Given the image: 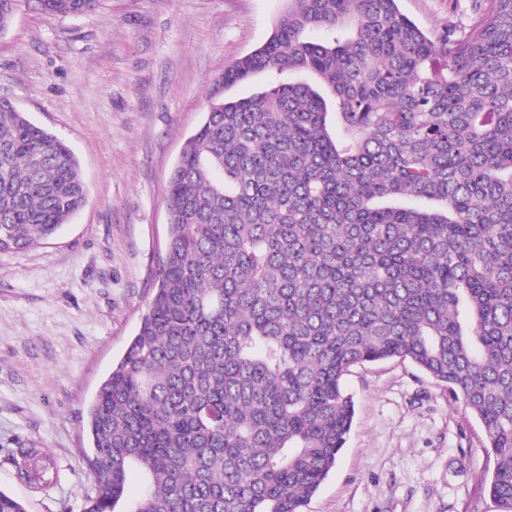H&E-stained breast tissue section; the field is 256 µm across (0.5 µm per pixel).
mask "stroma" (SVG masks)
Wrapping results in <instances>:
<instances>
[{
	"label": "stroma",
	"instance_id": "stroma-1",
	"mask_svg": "<svg viewBox=\"0 0 512 512\" xmlns=\"http://www.w3.org/2000/svg\"><path fill=\"white\" fill-rule=\"evenodd\" d=\"M287 0H103L0 35V99L78 158L87 202L47 244L0 253V491L26 512H82L87 410L136 334L167 242L166 190L226 66L263 45ZM422 28L460 29L475 0H401ZM348 440L304 512H500L478 484L482 426L411 364L356 366ZM46 449L47 492L19 478Z\"/></svg>",
	"mask_w": 512,
	"mask_h": 512
}]
</instances>
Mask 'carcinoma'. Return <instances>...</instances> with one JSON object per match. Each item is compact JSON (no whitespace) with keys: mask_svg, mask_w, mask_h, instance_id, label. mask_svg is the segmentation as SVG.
I'll use <instances>...</instances> for the list:
<instances>
[{"mask_svg":"<svg viewBox=\"0 0 512 512\" xmlns=\"http://www.w3.org/2000/svg\"><path fill=\"white\" fill-rule=\"evenodd\" d=\"M101 2L0 0V35L30 3ZM260 72L171 171L152 299L89 407L84 512H116L134 471L124 512H303L351 431L344 376L393 359L480 422L481 488L512 512V0L430 33L398 0H288L224 91ZM86 200L68 145L1 99L0 253Z\"/></svg>","mask_w":512,"mask_h":512,"instance_id":"carcinoma-1","label":"carcinoma"}]
</instances>
